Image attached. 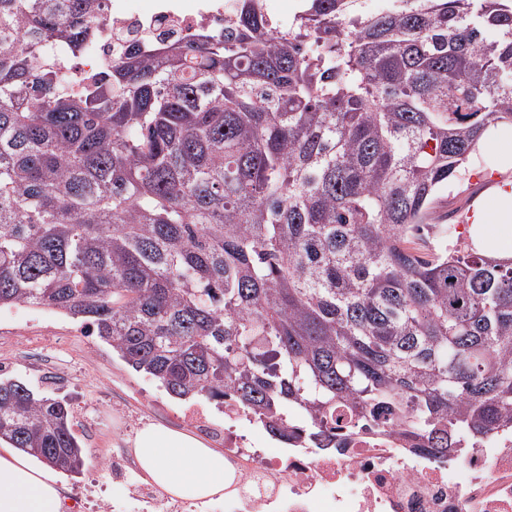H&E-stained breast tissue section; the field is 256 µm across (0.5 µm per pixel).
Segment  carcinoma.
<instances>
[{
	"label": "carcinoma",
	"instance_id": "carcinoma-1",
	"mask_svg": "<svg viewBox=\"0 0 512 512\" xmlns=\"http://www.w3.org/2000/svg\"><path fill=\"white\" fill-rule=\"evenodd\" d=\"M263 0L77 85L102 0H0V306L82 318L173 397L272 436L346 415L446 457L512 430V259L438 189L512 124V0ZM50 43L38 57L31 47ZM69 405L0 380V441L66 475Z\"/></svg>",
	"mask_w": 512,
	"mask_h": 512
}]
</instances>
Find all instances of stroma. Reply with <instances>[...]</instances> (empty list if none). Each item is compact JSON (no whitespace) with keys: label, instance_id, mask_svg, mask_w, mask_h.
<instances>
[{"label":"stroma","instance_id":"stroma-1","mask_svg":"<svg viewBox=\"0 0 512 512\" xmlns=\"http://www.w3.org/2000/svg\"><path fill=\"white\" fill-rule=\"evenodd\" d=\"M7 359L15 362L10 378L70 406L73 431L90 459L82 474L63 478L73 512H147L136 464L119 477L104 462L143 424L187 430V402L134 371L111 346L88 335L81 320L47 309L0 307V361Z\"/></svg>","mask_w":512,"mask_h":512}]
</instances>
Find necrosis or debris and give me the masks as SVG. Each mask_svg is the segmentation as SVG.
Instances as JSON below:
<instances>
[{"label":"necrosis or debris","mask_w":512,"mask_h":512,"mask_svg":"<svg viewBox=\"0 0 512 512\" xmlns=\"http://www.w3.org/2000/svg\"><path fill=\"white\" fill-rule=\"evenodd\" d=\"M230 0H104L107 26L90 45L74 78L121 55L129 39L153 42L220 29ZM239 414L225 411L224 460L234 474L224 489L225 512H512V433L470 444L441 458L404 428L366 423L312 442H281L266 453L236 433Z\"/></svg>","instance_id":"obj_1"}]
</instances>
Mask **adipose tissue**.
Here are the masks:
<instances>
[{
	"instance_id": "obj_1",
	"label": "adipose tissue",
	"mask_w": 512,
	"mask_h": 512,
	"mask_svg": "<svg viewBox=\"0 0 512 512\" xmlns=\"http://www.w3.org/2000/svg\"><path fill=\"white\" fill-rule=\"evenodd\" d=\"M488 256L512 258V181L495 184L465 228ZM131 446L148 483L190 502L224 494L229 473L223 451L202 438L160 424L140 427ZM60 475L17 449L0 445V512H65Z\"/></svg>"
}]
</instances>
